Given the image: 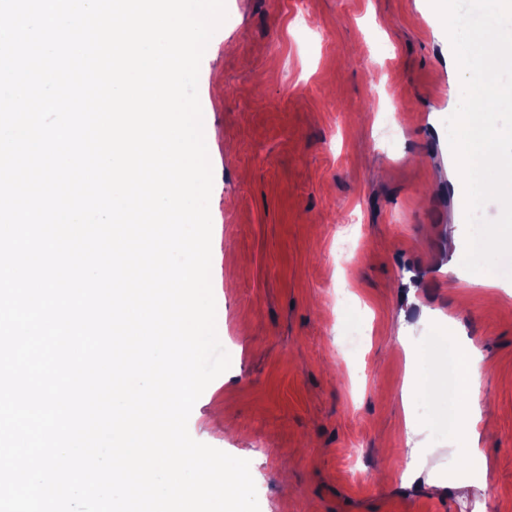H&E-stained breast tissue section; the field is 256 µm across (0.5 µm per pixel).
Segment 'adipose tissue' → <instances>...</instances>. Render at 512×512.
<instances>
[{
    "label": "adipose tissue",
    "instance_id": "ef3b65f1",
    "mask_svg": "<svg viewBox=\"0 0 512 512\" xmlns=\"http://www.w3.org/2000/svg\"><path fill=\"white\" fill-rule=\"evenodd\" d=\"M441 334L448 343V357L456 365V377L448 384L452 403L441 425L448 430L449 454L467 458L471 468L484 470L485 460L480 446L493 426V413L479 401L483 375L482 358L474 345L465 339L455 321L441 325Z\"/></svg>",
    "mask_w": 512,
    "mask_h": 512
}]
</instances>
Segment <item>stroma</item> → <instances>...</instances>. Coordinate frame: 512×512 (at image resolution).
<instances>
[{
	"instance_id": "obj_1",
	"label": "stroma",
	"mask_w": 512,
	"mask_h": 512,
	"mask_svg": "<svg viewBox=\"0 0 512 512\" xmlns=\"http://www.w3.org/2000/svg\"><path fill=\"white\" fill-rule=\"evenodd\" d=\"M198 95L211 284L230 367L188 420L248 460L260 512H512V280L470 285L444 122L461 98L426 0H226ZM427 314L406 365L401 313ZM481 351L495 431L457 487L439 321ZM429 397H405L410 377ZM425 425L409 449L406 418Z\"/></svg>"
}]
</instances>
